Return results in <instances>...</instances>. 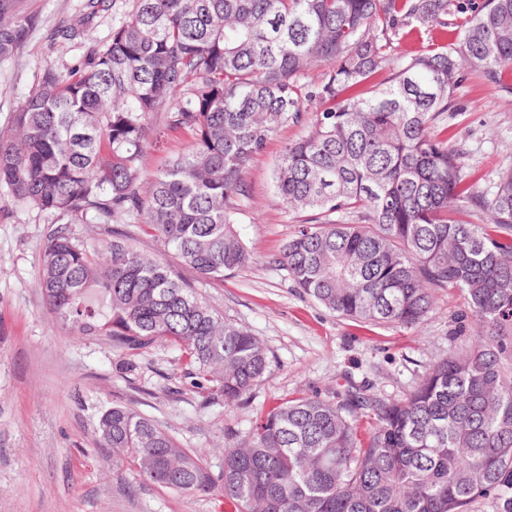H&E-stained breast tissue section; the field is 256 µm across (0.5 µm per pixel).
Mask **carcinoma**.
Wrapping results in <instances>:
<instances>
[{
	"label": "carcinoma",
	"instance_id": "cac0c4a2",
	"mask_svg": "<svg viewBox=\"0 0 512 512\" xmlns=\"http://www.w3.org/2000/svg\"><path fill=\"white\" fill-rule=\"evenodd\" d=\"M100 2L58 31L88 42L82 66L46 67L0 131V189L51 216L45 306L121 351L166 343L204 401H246L267 347L197 288L253 261L237 228L248 163L302 126L274 171L279 199L310 214L280 250L293 287L340 317L405 328L452 288L479 328L399 399L353 384L301 393L228 432L222 504L467 512L497 492L512 512V164L479 191L469 152L439 131L462 70L512 94V0H483L452 34L454 0H136L103 47L88 37ZM36 21L22 0H0V59L18 55ZM420 27L450 39L396 55ZM168 132L189 145L148 175L145 157ZM74 224L115 228L90 242ZM141 234L155 253L137 247ZM95 432L136 480L180 494L215 487L203 455L131 407L101 408Z\"/></svg>",
	"mask_w": 512,
	"mask_h": 512
}]
</instances>
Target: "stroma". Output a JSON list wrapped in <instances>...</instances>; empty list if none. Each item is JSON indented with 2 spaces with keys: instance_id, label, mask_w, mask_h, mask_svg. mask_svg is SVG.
<instances>
[{
  "instance_id": "1",
  "label": "stroma",
  "mask_w": 512,
  "mask_h": 512,
  "mask_svg": "<svg viewBox=\"0 0 512 512\" xmlns=\"http://www.w3.org/2000/svg\"><path fill=\"white\" fill-rule=\"evenodd\" d=\"M23 7L38 25L16 57L0 60V130L46 66L74 69L87 49L83 40L53 35L86 14V0H24ZM444 128L470 152L478 189L512 163V97L477 74H467ZM303 133L285 127L252 158V199L238 229L254 260L204 291L269 349L270 368L242 405L203 403L166 344L123 355L62 327L37 288L48 218L0 196V512H222L218 492L185 496L113 468L111 449L99 447L90 429L101 407H135L181 447L205 454L216 474L225 433L247 428L270 403L300 390L328 395L348 380L397 398L451 346L475 336L452 290L436 295L421 326L406 329L339 317L292 288L276 259L303 217L278 200L273 171Z\"/></svg>"
}]
</instances>
